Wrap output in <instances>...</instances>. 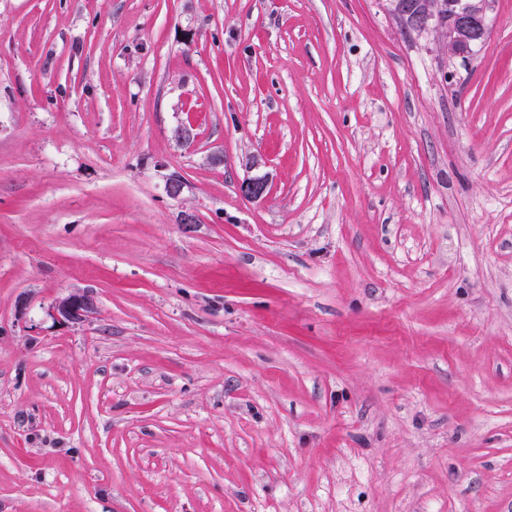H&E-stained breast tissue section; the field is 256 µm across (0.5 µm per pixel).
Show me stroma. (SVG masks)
<instances>
[{"mask_svg":"<svg viewBox=\"0 0 512 512\" xmlns=\"http://www.w3.org/2000/svg\"><path fill=\"white\" fill-rule=\"evenodd\" d=\"M486 14L462 59L387 0H0V512H512ZM94 306L95 301L92 296L74 293L59 300L55 309L65 320L80 322L91 313Z\"/></svg>","mask_w":512,"mask_h":512,"instance_id":"1","label":"stroma"}]
</instances>
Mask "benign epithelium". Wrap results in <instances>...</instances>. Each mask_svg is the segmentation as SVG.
Wrapping results in <instances>:
<instances>
[{
    "instance_id": "1",
    "label": "benign epithelium",
    "mask_w": 512,
    "mask_h": 512,
    "mask_svg": "<svg viewBox=\"0 0 512 512\" xmlns=\"http://www.w3.org/2000/svg\"><path fill=\"white\" fill-rule=\"evenodd\" d=\"M486 0H389L391 11L415 31L432 29L442 33L448 51L466 57L472 46L485 40L489 34ZM269 188L267 176H254L241 185L248 199L264 197ZM94 298L74 293L55 306L58 314L72 322L82 321L94 309Z\"/></svg>"
}]
</instances>
